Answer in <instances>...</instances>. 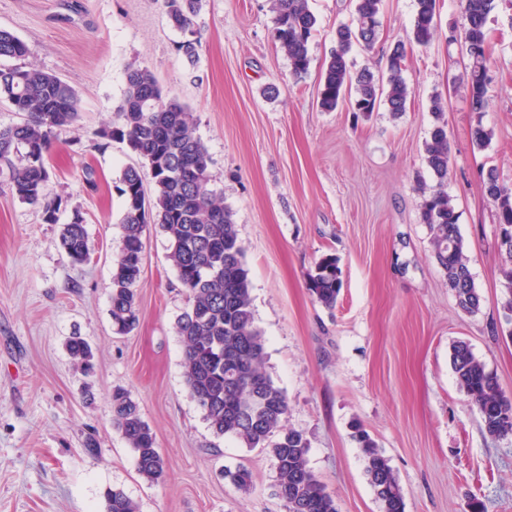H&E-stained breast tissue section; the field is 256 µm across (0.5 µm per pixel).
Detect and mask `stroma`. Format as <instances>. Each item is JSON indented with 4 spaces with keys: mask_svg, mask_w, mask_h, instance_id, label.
Listing matches in <instances>:
<instances>
[{
    "mask_svg": "<svg viewBox=\"0 0 512 512\" xmlns=\"http://www.w3.org/2000/svg\"><path fill=\"white\" fill-rule=\"evenodd\" d=\"M355 4L310 0L318 25L308 71L297 77L274 41L270 0H201L192 67L157 0H0V29L29 46V64L76 93L81 118L53 145L45 192L66 201L61 222L80 209L91 248L88 262L72 263L59 224L0 190V512H106L110 489L140 512H285L269 449L214 434L185 385L175 322L187 299L158 225L144 236L139 323L125 336L112 329L124 216L118 186L140 160L100 132L112 125L133 63L187 105L208 150L210 186L234 211L245 247L266 371L339 512H379L353 438L357 424L397 474L405 512H512V436L483 431L450 364L452 343L467 341L512 395L508 294L495 207L482 190L492 167L512 189V0H497L488 18L495 63L479 119L463 89L462 0H437L433 40L409 46L412 97L400 117L383 107L366 118L345 106L322 111L321 73ZM415 11L416 0H382L379 39L371 50L352 47L351 68L382 67ZM270 85L278 89L271 99ZM437 98L448 122L447 190L482 297L475 314L457 307L420 221L417 185L435 183L424 144ZM478 122L491 133L482 148L472 136ZM328 252L342 279L332 309L306 287ZM73 335L92 347V374L65 348ZM118 386L139 404L167 462L158 482L140 476L112 426ZM237 468L251 471L249 491L225 479Z\"/></svg>",
    "mask_w": 512,
    "mask_h": 512,
    "instance_id": "35a3bbf8",
    "label": "stroma"
}]
</instances>
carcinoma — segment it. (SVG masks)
Here are the masks:
<instances>
[{"label": "carcinoma", "instance_id": "1", "mask_svg": "<svg viewBox=\"0 0 512 512\" xmlns=\"http://www.w3.org/2000/svg\"><path fill=\"white\" fill-rule=\"evenodd\" d=\"M201 0H160L171 25L185 39L178 51L193 64L198 37L193 18ZM464 38L469 73L464 87L477 116L473 137L484 145L491 133L482 125L489 103L486 67L492 59L487 20L496 0H463ZM382 0H356L355 20L336 28V48L321 74V110L332 112L348 101L368 115L380 105L398 116L407 110L411 90L403 76L406 44L398 42L385 56L382 73L351 69L347 54L354 45L373 46L379 37ZM274 39L288 56L292 71L309 66V40L317 18L309 0H272ZM436 29V0H416L408 40L425 46ZM27 44L0 29V59L19 60ZM0 99L22 114V121L0 127V166L8 171L10 192L29 204L42 206L43 220L59 222L61 201L46 199L47 156L57 132L79 119L74 90L57 75L34 66L0 67ZM424 161L436 178L421 187V223L429 227L432 255L443 271L457 306L468 314L480 310L481 296L464 255V244L453 200L446 190L449 154L447 122L440 100ZM119 123L100 134L119 139L140 159L128 167L118 188L124 198L123 240L113 261L111 317L118 334L131 332L138 322L135 284L142 272L144 233L156 224L169 242L168 259L185 289L187 305L175 330L184 346V380L204 419L217 435H228L247 448H267L277 474L278 495L286 512H339L335 497L309 467L308 441L298 430L285 428L288 400L265 370L264 343L255 326L245 248L239 239L234 212L210 188L209 154L196 135L186 105L163 97L145 68L130 65L126 89L118 106ZM151 179L153 197L146 200L144 180ZM484 193L495 204L497 230H512V190L503 186L496 169H488ZM81 212L75 208L61 225L59 242L74 264L89 259V237ZM342 282L338 260L322 256L307 277L313 299L326 308L336 305ZM68 350L84 371L92 369L88 344L73 338ZM450 363L459 389L477 407L484 432L492 438L512 435V396L473 353L465 341L452 345ZM112 423L136 454L139 474L150 482L165 475L166 463L156 437L143 420L139 405L127 390H112ZM362 450L365 474L380 512H405L399 478L376 442L362 428L354 435ZM107 512H139L123 491L105 493Z\"/></svg>", "mask_w": 512, "mask_h": 512}]
</instances>
